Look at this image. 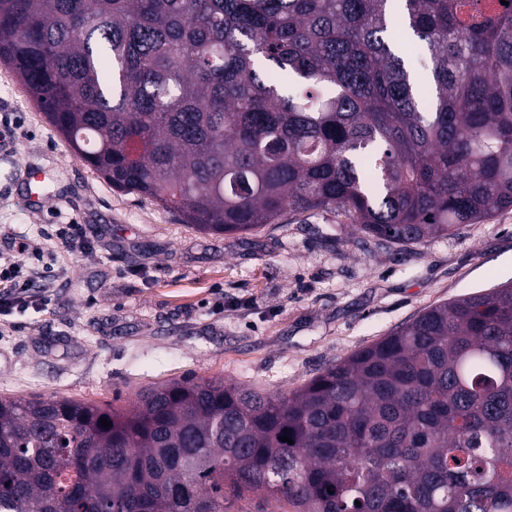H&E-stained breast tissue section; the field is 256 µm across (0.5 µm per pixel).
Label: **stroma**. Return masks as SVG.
Returning <instances> with one entry per match:
<instances>
[{
  "label": "stroma",
  "instance_id": "1",
  "mask_svg": "<svg viewBox=\"0 0 512 512\" xmlns=\"http://www.w3.org/2000/svg\"><path fill=\"white\" fill-rule=\"evenodd\" d=\"M35 169L33 205L22 180ZM56 224L85 225L87 246L70 250ZM21 238L40 256L17 253ZM0 254L51 292L0 318V395L126 407L192 375L290 391L431 306L512 280V210L413 245L377 243L336 212L206 235L74 156L0 63Z\"/></svg>",
  "mask_w": 512,
  "mask_h": 512
}]
</instances>
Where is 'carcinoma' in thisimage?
<instances>
[{"mask_svg": "<svg viewBox=\"0 0 512 512\" xmlns=\"http://www.w3.org/2000/svg\"><path fill=\"white\" fill-rule=\"evenodd\" d=\"M0 61L112 187L199 232L336 211L407 245L512 208V0H0ZM251 495L274 512H512V282L290 392L191 376L128 408L0 396V512Z\"/></svg>", "mask_w": 512, "mask_h": 512, "instance_id": "carcinoma-1", "label": "carcinoma"}]
</instances>
